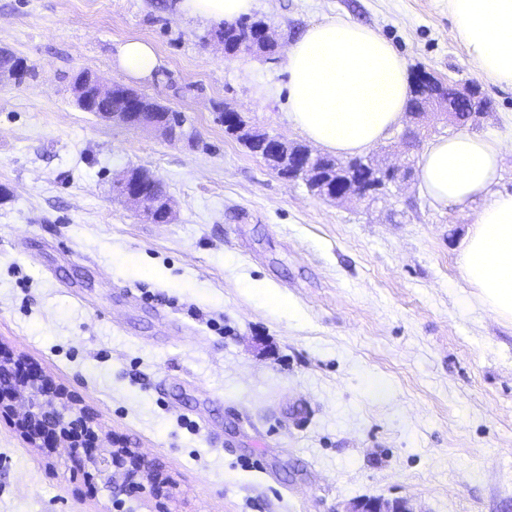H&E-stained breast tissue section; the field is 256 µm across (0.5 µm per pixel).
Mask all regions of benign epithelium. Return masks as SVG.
I'll return each mask as SVG.
<instances>
[{
    "label": "benign epithelium",
    "mask_w": 512,
    "mask_h": 512,
    "mask_svg": "<svg viewBox=\"0 0 512 512\" xmlns=\"http://www.w3.org/2000/svg\"><path fill=\"white\" fill-rule=\"evenodd\" d=\"M413 76L433 86L432 94L427 98V109H412L406 112L411 125L406 130L419 132L424 119L440 111L455 116L448 87L436 80L430 73L413 70ZM93 91L81 95L86 110L94 108V103L112 97L114 86L103 83L97 75H91ZM461 95L473 96L470 117L483 115L488 104L478 89L466 87L459 91ZM147 98L136 95L130 98L127 112H100L98 116L128 129L151 132L160 135L169 142H179L186 138L182 115L178 113L157 114L145 111ZM217 120L231 126L234 135L249 142L252 128L241 114L231 108L218 114ZM272 143L268 153L262 155L272 167L288 164L280 169V176L288 181L301 180L315 194L331 200H345L351 197L375 198L383 194L389 186L401 184L411 171L410 163L375 164L370 157L360 158L358 162L371 167L376 181L373 186L363 188L357 185L343 192L336 191L331 181L336 173H324L321 165L323 155L309 148L293 156L287 153L290 148L285 139L270 136ZM156 176L151 173L133 174L128 169L113 181V192L126 203L142 209L152 215L149 209L152 195L151 187ZM0 417L13 420L14 425L36 448L55 451L68 449L70 460L81 466L87 479L93 481L101 474L112 476V480H121L110 489L112 505L118 509L124 505L120 496H151L157 500L158 512H168L162 500L173 495L169 481L159 473H152L140 452L130 444L118 438L109 439L94 424L93 417L78 403V399L66 389L54 384L42 373L34 370L20 356L0 348ZM343 512H416L409 500L403 498L388 499L373 497L356 499L348 503Z\"/></svg>",
    "instance_id": "1"
}]
</instances>
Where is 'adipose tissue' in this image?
I'll return each mask as SVG.
<instances>
[{
  "mask_svg": "<svg viewBox=\"0 0 512 512\" xmlns=\"http://www.w3.org/2000/svg\"><path fill=\"white\" fill-rule=\"evenodd\" d=\"M255 0H177L179 13L214 23L251 13ZM453 37L479 76L512 86V0H448ZM288 119L337 155H355L398 125L409 98L406 66L374 29L336 18L310 25L287 53ZM501 139L458 133L432 141L419 176L438 205L488 194L461 244L464 280L494 316L512 322V193L494 191Z\"/></svg>",
  "mask_w": 512,
  "mask_h": 512,
  "instance_id": "obj_1",
  "label": "adipose tissue"
}]
</instances>
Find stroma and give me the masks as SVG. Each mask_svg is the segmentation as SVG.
Segmentation results:
<instances>
[{
    "instance_id": "stroma-1",
    "label": "stroma",
    "mask_w": 512,
    "mask_h": 512,
    "mask_svg": "<svg viewBox=\"0 0 512 512\" xmlns=\"http://www.w3.org/2000/svg\"><path fill=\"white\" fill-rule=\"evenodd\" d=\"M174 0H0V49L35 79L0 83V347L71 391L176 488L170 512H336L362 497L416 512H512V323L462 278L474 210L419 175L330 202L279 177L217 122L232 107L294 142L286 54L317 22L373 28L407 68L490 102L477 135L512 138V87L480 79L448 0H256L273 56H226ZM153 45L135 78L120 46ZM88 69L182 113L193 143L107 123L73 102ZM438 114L405 148L455 133ZM142 167L175 211L157 224L112 195ZM0 512H113L66 449L0 419ZM119 62L131 76H150L159 65L156 52L150 43L142 40H129L119 48Z\"/></svg>"
}]
</instances>
